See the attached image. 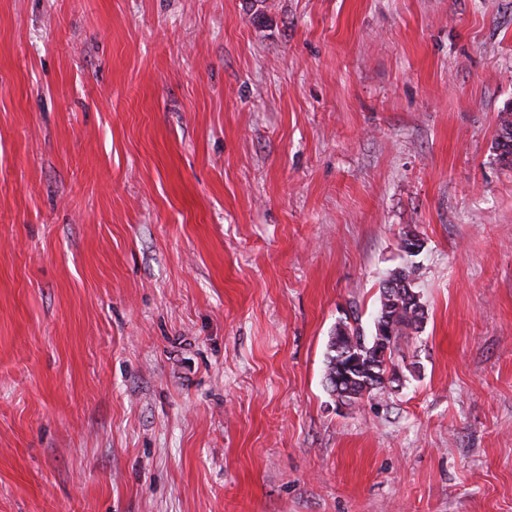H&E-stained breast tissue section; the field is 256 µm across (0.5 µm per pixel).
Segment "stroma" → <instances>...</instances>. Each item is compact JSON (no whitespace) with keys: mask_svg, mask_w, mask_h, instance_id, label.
<instances>
[{"mask_svg":"<svg viewBox=\"0 0 512 512\" xmlns=\"http://www.w3.org/2000/svg\"><path fill=\"white\" fill-rule=\"evenodd\" d=\"M509 105L512 0H0V512H512ZM497 159L505 164L512 163V107L508 106L499 116V133L495 142ZM507 157H509L507 159ZM412 275L413 265L395 269L382 281L370 336L358 327L336 324L328 345L325 380L330 391L334 395L337 393L341 406L353 405L365 395L382 391L388 366L395 364L393 354L395 356L398 351L399 340L409 330L418 332L422 328L426 311L415 291ZM415 297L419 303L413 302ZM383 324L391 325L394 334V341L389 347V364L379 355L385 347L384 341L391 342L389 337L378 341V328Z\"/></svg>","mask_w":512,"mask_h":512,"instance_id":"35a3bbf8","label":"stroma"}]
</instances>
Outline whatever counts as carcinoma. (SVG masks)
<instances>
[{
	"label": "carcinoma",
	"mask_w": 512,
	"mask_h": 512,
	"mask_svg": "<svg viewBox=\"0 0 512 512\" xmlns=\"http://www.w3.org/2000/svg\"><path fill=\"white\" fill-rule=\"evenodd\" d=\"M497 159L512 163V107L499 116V133L495 142ZM413 268L394 270L382 281L379 306L373 318V331L367 336L360 328L338 323L330 336L326 356L325 380L330 391L344 405H353L364 396L385 387L388 365L394 364L399 340L422 328L426 311L413 285ZM391 342L388 358L380 356L386 342Z\"/></svg>",
	"instance_id": "cac0c4a2"
}]
</instances>
